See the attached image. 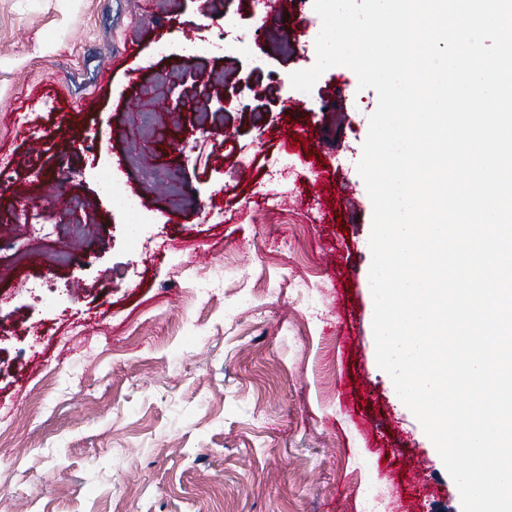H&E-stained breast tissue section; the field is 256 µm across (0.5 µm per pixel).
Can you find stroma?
<instances>
[{
	"instance_id": "stroma-1",
	"label": "stroma",
	"mask_w": 512,
	"mask_h": 512,
	"mask_svg": "<svg viewBox=\"0 0 512 512\" xmlns=\"http://www.w3.org/2000/svg\"><path fill=\"white\" fill-rule=\"evenodd\" d=\"M227 14L263 27L254 51L182 53ZM317 18L313 0H0V512H462L376 361L357 163L378 95L344 66L287 82L316 62ZM203 76L199 127L176 107ZM106 167L144 223L100 193ZM63 247L76 265L50 267ZM37 277L47 301L21 289Z\"/></svg>"
}]
</instances>
